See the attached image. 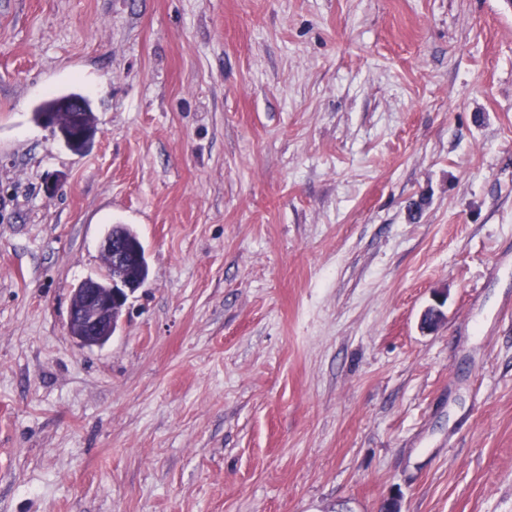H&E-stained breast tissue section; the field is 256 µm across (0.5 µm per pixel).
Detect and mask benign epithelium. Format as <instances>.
<instances>
[{
  "label": "benign epithelium",
  "mask_w": 512,
  "mask_h": 512,
  "mask_svg": "<svg viewBox=\"0 0 512 512\" xmlns=\"http://www.w3.org/2000/svg\"><path fill=\"white\" fill-rule=\"evenodd\" d=\"M102 252L111 268L128 264L130 253L125 245L107 235ZM96 279L86 278L74 290L68 319V333L84 348L102 347L112 338L113 317L123 313L130 293L141 284L134 280L114 278L108 288H98Z\"/></svg>",
  "instance_id": "1"
}]
</instances>
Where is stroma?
<instances>
[{
    "label": "stroma",
    "instance_id": "35a3bbf8",
    "mask_svg": "<svg viewBox=\"0 0 512 512\" xmlns=\"http://www.w3.org/2000/svg\"><path fill=\"white\" fill-rule=\"evenodd\" d=\"M113 224L149 277L81 348ZM395 491L512 512V0H0V512ZM81 101L83 103L82 110V126L85 132H95L96 117L89 104L86 96L76 92H58L44 98L42 101L34 105L32 108V119L35 123L45 125L49 122L63 135L68 147L75 151H80L78 137L72 133L70 129V114L73 104Z\"/></svg>",
    "mask_w": 512,
    "mask_h": 512
}]
</instances>
